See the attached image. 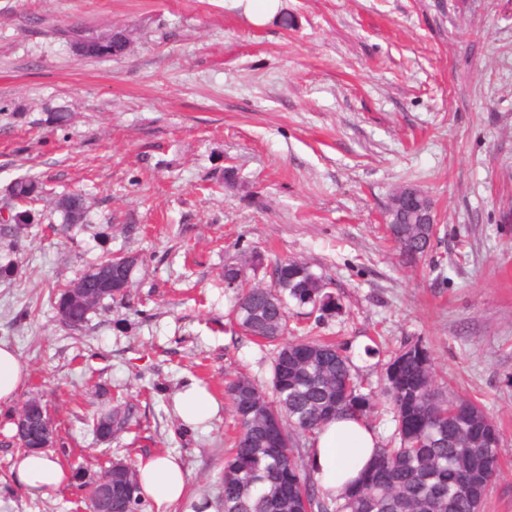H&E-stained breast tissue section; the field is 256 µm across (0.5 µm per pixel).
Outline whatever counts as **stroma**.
Instances as JSON below:
<instances>
[{
  "label": "stroma",
  "mask_w": 512,
  "mask_h": 512,
  "mask_svg": "<svg viewBox=\"0 0 512 512\" xmlns=\"http://www.w3.org/2000/svg\"><path fill=\"white\" fill-rule=\"evenodd\" d=\"M74 25L129 29L133 50L80 57ZM24 175L90 209L66 229L37 203L15 247L0 245L15 268L0 278V340L27 371L0 406V512L85 506L73 486L32 494L14 479V416L32 398L61 463L96 473L170 453L190 482L169 512L205 499L221 512L224 388L240 373L270 388L275 357L229 321L224 263L242 255L258 258L255 280L279 258L326 277L340 312L294 306L290 324L351 354L380 444L395 430L387 364L426 348L440 386L502 436L481 512H512V0H282L264 25L244 0H0V198ZM404 185L436 206L414 264L384 223ZM116 255L137 259L128 297L64 327L51 293ZM191 383L217 406L208 424L177 414ZM119 404L131 431L100 441L97 412Z\"/></svg>",
  "instance_id": "obj_1"
}]
</instances>
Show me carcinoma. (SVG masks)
<instances>
[{
  "instance_id": "cac0c4a2",
  "label": "carcinoma",
  "mask_w": 512,
  "mask_h": 512,
  "mask_svg": "<svg viewBox=\"0 0 512 512\" xmlns=\"http://www.w3.org/2000/svg\"><path fill=\"white\" fill-rule=\"evenodd\" d=\"M104 55L122 57L131 52L126 30L105 33ZM9 223L17 228L34 223L28 205L44 199L39 181L15 179L8 190ZM53 206L65 224H83L87 210L82 196L63 195ZM387 232L406 261L413 263L429 250L434 234L419 223L417 209L396 213ZM135 258H112L87 270L76 282L100 302L128 296ZM253 258L224 263V283L236 289L231 322L244 335L278 343L274 357V399L252 381L239 377L226 385L235 420L236 435L230 456L219 477L221 512H481L490 484L499 476V445L489 446L486 431L500 432L471 400L449 399L440 390L428 352L411 346L386 369L384 392L394 407L398 441L380 446L374 454L382 470L367 465L358 480L336 498L319 494L307 464L306 442L329 420L338 416L367 418L374 410L372 393L353 368L349 355L317 336L284 340L288 335V302L311 306L319 316L341 309L339 299L327 291L325 278L298 260L274 267L275 281H250L245 270ZM70 287L54 294L60 322L80 329L94 305L68 299ZM25 434L18 438L31 445L39 434L42 417L31 402ZM130 414L114 411L98 417L96 432L102 439H118L127 430ZM280 429L277 442L269 438L270 425ZM112 485L108 495L92 485L83 490L90 512H143L136 471L118 460L101 471ZM297 488L285 492V485Z\"/></svg>"
}]
</instances>
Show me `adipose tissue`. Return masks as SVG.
Masks as SVG:
<instances>
[{
	"instance_id": "1",
	"label": "adipose tissue",
	"mask_w": 512,
	"mask_h": 512,
	"mask_svg": "<svg viewBox=\"0 0 512 512\" xmlns=\"http://www.w3.org/2000/svg\"><path fill=\"white\" fill-rule=\"evenodd\" d=\"M377 447V437L363 420L339 418L325 424L316 434L309 452V464L321 490L330 497L340 496L360 476ZM140 491L165 512L181 501L189 474L180 459L172 455L146 456L136 464ZM17 481L37 494L69 484L70 471L48 453H18L14 464Z\"/></svg>"
}]
</instances>
